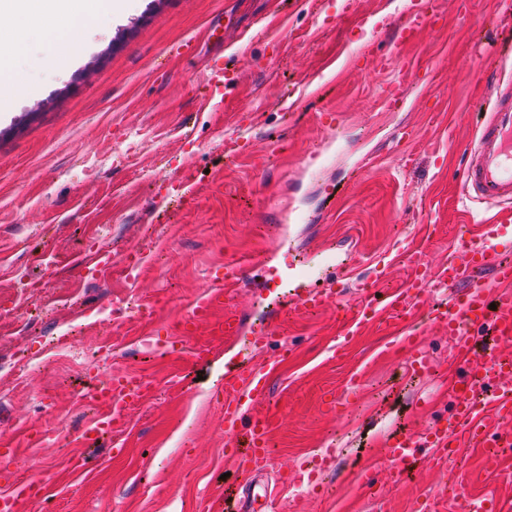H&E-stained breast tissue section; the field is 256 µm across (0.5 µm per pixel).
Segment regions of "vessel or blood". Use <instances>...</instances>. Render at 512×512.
I'll use <instances>...</instances> for the list:
<instances>
[{
    "label": "vessel or blood",
    "instance_id": "1",
    "mask_svg": "<svg viewBox=\"0 0 512 512\" xmlns=\"http://www.w3.org/2000/svg\"><path fill=\"white\" fill-rule=\"evenodd\" d=\"M442 18L435 0H410L407 20L398 29L389 53L375 58L378 69L384 72L402 63L405 48L417 40L427 24H439ZM485 79L493 94L474 139L463 148L462 193L469 201L499 207V217L479 225L477 235L470 240L450 244L448 260L438 270H430L416 253L402 251L401 257L412 272L406 285L381 303L373 289H365L362 300L343 310L337 319L334 358L345 355L364 326L380 320L390 326L397 345L408 351L410 367L417 374L428 372L429 356L422 347V330L411 328L409 319L425 313L426 324L447 333L453 353L448 376L452 408L448 416L429 421L421 430L386 441L383 453L389 467L384 478L393 485L405 482L423 456L439 466L464 448L512 447V365L502 363L497 350L478 344L483 331L512 341V264L499 259L503 242L512 240V55H500ZM256 270L262 271L264 286L271 292L285 281L298 282L294 293L281 298L282 314L315 312L337 304L335 289L307 284V266L291 261L288 254L229 261L221 274L212 276L206 294L181 316L179 336L166 342L165 352L192 364L208 359L213 353L211 346L196 340L203 326L228 340L249 331L254 344L269 350L262 366L226 365L218 394L224 409L226 457L238 462L243 474L262 479L268 474L275 415L259 412L258 407L267 402L271 379L293 348L276 341L267 326L247 327L244 313L234 302L237 288ZM438 284L455 288L454 297L425 306L424 296ZM362 378V368H352L341 390L327 391L326 408L340 412ZM155 390L148 378L127 373L95 385L91 403L98 412L82 432L84 446H97L105 436L122 432L128 411L145 404ZM16 464L15 449L0 448V477L10 482L8 490L0 493V512H27L43 496L44 486L39 480L11 481Z\"/></svg>",
    "mask_w": 512,
    "mask_h": 512
}]
</instances>
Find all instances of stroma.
<instances>
[{
	"label": "stroma",
	"instance_id": "1",
	"mask_svg": "<svg viewBox=\"0 0 512 512\" xmlns=\"http://www.w3.org/2000/svg\"><path fill=\"white\" fill-rule=\"evenodd\" d=\"M406 3L357 0L350 12L345 0H123L121 17L93 18L95 44L66 76L53 68L58 32L0 53V75L20 88L0 111V440L17 448V478L46 483L34 512H197L204 495L240 482L215 389L228 360L257 365L264 351L241 335L189 368L141 342L174 335L176 318L206 291V271L291 242L312 283L326 287L336 273L322 251L359 262L399 237L434 269L473 214L492 215L460 201L462 147L491 95L485 72L512 37V16L498 0H476L467 17L441 0L446 27L409 48L404 101L383 112L387 74L354 58L373 40L386 48ZM217 53L237 72L220 91L204 79ZM325 112L335 113L334 128L320 124ZM242 138L249 154L226 152V141ZM366 155L372 164L360 166ZM187 173L190 191L174 194ZM294 209L305 223H289ZM91 240L116 257L144 251L135 279L118 266L86 277L80 260ZM24 278L41 288L21 287ZM153 299L152 320L130 318L131 306ZM235 302L248 325L271 323L277 339L297 343L271 383L269 407L282 419L269 479L330 456L325 497L284 485L275 512H420L444 482L455 491L441 512L486 491L512 503V451L479 447L462 449L444 473L418 461L379 501L356 486L364 466L387 467L390 436L448 413L441 330L426 331L433 371L419 377L406 351L375 356L391 339L386 323L366 326L348 357L333 361L335 311L272 319L259 278ZM66 333L76 356L54 348ZM355 363L365 366L360 389L340 414L327 412L324 393ZM104 369L141 370L159 385L129 411L120 456L109 441L77 440L94 412L78 393ZM179 372L186 386L171 389ZM48 430L57 440L37 445ZM77 458L85 467L74 468Z\"/></svg>",
	"mask_w": 512,
	"mask_h": 512
}]
</instances>
